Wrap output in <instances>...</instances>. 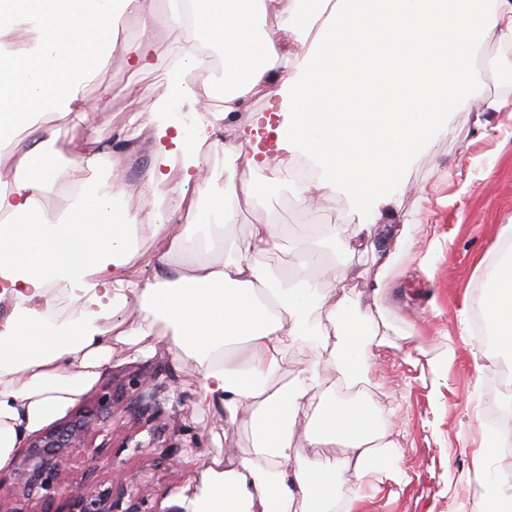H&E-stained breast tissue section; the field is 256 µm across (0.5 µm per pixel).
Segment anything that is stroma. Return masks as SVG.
Listing matches in <instances>:
<instances>
[{
	"mask_svg": "<svg viewBox=\"0 0 512 512\" xmlns=\"http://www.w3.org/2000/svg\"><path fill=\"white\" fill-rule=\"evenodd\" d=\"M159 18L153 29V66L133 67L124 52L126 43L140 34V18L127 10L110 53L106 78L112 86L108 116L123 127V139L135 129L127 118L148 109L154 96L165 93L170 67L186 46L168 15L166 0L156 4ZM475 98L448 116L447 127L420 149L406 172L404 187L383 208L372 229L371 248L350 253L346 244L358 224L346 196L324 204L318 196L298 201L284 185V174L256 175L246 167H233L225 145L238 139V126L246 118L237 113L223 122L219 145L204 146L202 164L208 169L205 185L183 182L180 164L166 173L169 183H182L178 199L161 210L143 204L138 185L151 168L150 148L117 149L95 168L79 172L84 181L109 179L113 167H128V180L119 186L124 204L138 224V258L126 269L131 283L123 308L115 320L138 308L142 288L152 283L159 262L156 250L161 237L187 224L203 222L208 195L224 185L229 169L237 182L273 185L262 202L243 208L236 224L224 232L227 243L240 249L250 246L249 228L276 214L291 234L304 233L309 224H333L335 242L326 244L345 271V289L359 293L362 305L380 307L391 327V344L384 348L371 373V384L361 393L379 420L395 419L400 435L394 455L402 481H388L381 492L360 488L355 476L347 485L359 492L352 512H472L483 491L477 456L492 428L485 417L488 399L498 396L492 377H479L474 353L485 341L473 318L476 293L483 290L493 262L506 240L503 229L512 225V112H482L486 97L502 91L512 74L477 72L473 75ZM40 123L52 130L47 152L69 162L82 148L91 125L74 115L51 112ZM414 226V245L388 273L381 274L379 258L395 252L406 231ZM146 370L158 373L167 388L159 398L155 418L143 423L125 411L130 390L128 378ZM200 375L192 361L175 364L166 348L150 358L135 356L132 349L118 351L94 391L81 400L88 407L98 392L111 393L125 424L136 430L142 452L114 449V466L136 477L157 512H184L177 500L189 475L202 470L206 458L221 455L231 461L248 455L253 446L249 421L226 423L218 413L196 404ZM168 447L173 461L157 464L161 447Z\"/></svg>",
	"mask_w": 512,
	"mask_h": 512,
	"instance_id": "35a3bbf8",
	"label": "stroma"
}]
</instances>
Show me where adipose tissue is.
Segmentation results:
<instances>
[{"label":"adipose tissue","instance_id":"obj_1","mask_svg":"<svg viewBox=\"0 0 512 512\" xmlns=\"http://www.w3.org/2000/svg\"><path fill=\"white\" fill-rule=\"evenodd\" d=\"M279 29L311 36L286 78L274 68L285 51L279 29L260 25L266 0H169L174 15L191 10L185 32L190 49L169 70L167 95L152 110L132 117L152 138L156 167L142 180L141 199L160 206L172 193L163 166L182 160L183 179H197L200 148L224 119L248 112L235 145L226 153L252 170L276 167L279 155L309 158L319 176L294 182L302 196L318 192L324 202L347 195L359 217L357 237L367 241L381 206L404 185L415 152L429 143L450 112L473 90L469 61L487 34L512 47V0H276ZM141 15V35L125 51L138 69L151 68L153 0H0V149L12 146L17 172L0 182V301L14 316L0 326V470L32 433L77 404L111 365L117 344L135 346L143 357L159 345L179 349L200 373L197 404L223 408L229 422L249 419L250 455L225 465L208 460L202 489L182 496L185 512H294L295 500L310 512H351L357 498L344 489L336 468L313 460L294 465L292 440L303 427L311 446L344 442L347 466L359 480L380 489L389 477L382 458L395 443L378 430L375 412L354 389L369 384V360L388 346L387 332L358 296L345 294L324 306L323 271L343 281L334 262L311 265V246L296 244L290 273L258 263L256 254L278 246L274 221L250 227L252 251L225 249L224 227L236 223L256 189L227 178L210 203V220L174 233L168 252L191 255L184 269L161 274L141 291L142 319L112 324L130 286L126 266L135 259L136 224L112 184L74 183L73 172L97 166L111 152V137L89 132L65 168L45 161L40 146L21 149L19 137L42 133L49 112L82 115L106 111L110 87L103 83L115 30L129 5ZM24 30L28 46L10 50L3 38ZM222 46L223 108L211 120L184 125L175 105L192 93L213 96L212 84L192 89L194 72L207 69L203 51ZM99 81L97 97L84 91ZM262 95L263 110L246 103ZM77 184L64 213L47 217L45 192ZM68 286L70 310L54 306L31 312L29 301L45 297L48 284ZM163 320L167 335L151 322ZM484 319L494 351L512 355V250L501 253L489 278ZM247 342L244 368L224 362L225 350ZM306 346L318 358L280 390L268 388L289 353Z\"/></svg>","mask_w":512,"mask_h":512}]
</instances>
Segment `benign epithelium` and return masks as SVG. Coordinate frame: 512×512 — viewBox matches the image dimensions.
I'll list each match as a JSON object with an SVG mask.
<instances>
[{"label":"benign epithelium","mask_w":512,"mask_h":512,"mask_svg":"<svg viewBox=\"0 0 512 512\" xmlns=\"http://www.w3.org/2000/svg\"><path fill=\"white\" fill-rule=\"evenodd\" d=\"M133 403L147 412L167 386L152 374L130 379ZM112 399L104 392L96 397L90 409H81L65 421L55 422L30 440L24 454L15 462L12 481L0 479V512H33L28 508L39 494L50 506L57 503L61 512H156L145 496L126 497L122 490L101 488L86 475L68 476L67 461L73 450H80L93 463L112 461L114 437L119 447L138 450L142 443L133 442V435L122 427H112ZM101 443H96L98 437Z\"/></svg>","instance_id":"1"}]
</instances>
